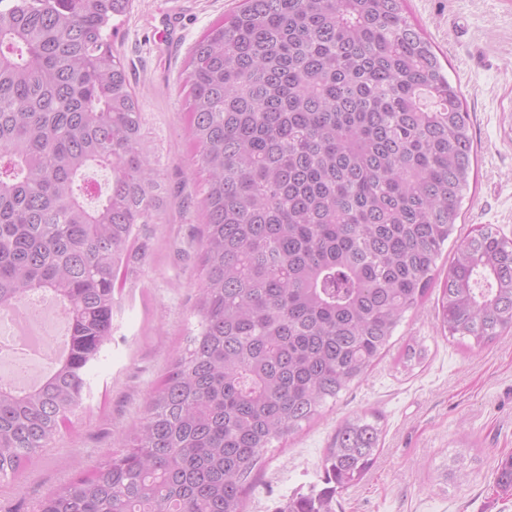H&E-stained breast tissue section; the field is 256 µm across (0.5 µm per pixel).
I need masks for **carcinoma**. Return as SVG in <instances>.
I'll use <instances>...</instances> for the list:
<instances>
[{"instance_id": "obj_1", "label": "carcinoma", "mask_w": 512, "mask_h": 512, "mask_svg": "<svg viewBox=\"0 0 512 512\" xmlns=\"http://www.w3.org/2000/svg\"><path fill=\"white\" fill-rule=\"evenodd\" d=\"M131 7L0 8V309L48 298L67 319L38 382L0 376V479L18 480L84 408L116 282L148 262L171 198L108 34ZM184 74L206 173L197 324L119 449L36 512H245L263 449L387 353L461 216L469 112L406 0H241ZM93 167L112 184L92 206ZM439 316L477 348L512 326V240L484 225L456 244ZM425 358L414 341L399 363ZM381 433L376 415L343 421L322 486L283 512H334Z\"/></svg>"}]
</instances>
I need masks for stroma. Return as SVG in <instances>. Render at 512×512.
<instances>
[{
	"instance_id": "1",
	"label": "stroma",
	"mask_w": 512,
	"mask_h": 512,
	"mask_svg": "<svg viewBox=\"0 0 512 512\" xmlns=\"http://www.w3.org/2000/svg\"><path fill=\"white\" fill-rule=\"evenodd\" d=\"M238 2L133 0L118 22L112 45L140 99L157 168L196 203L186 209L172 199L152 227L151 262L117 292L112 344L89 375L86 412L20 484L0 481V504L15 512H35L49 492L117 449L118 432L143 416L195 325L190 308L203 274L183 249L204 222L205 174L190 167L195 148L179 74L195 42ZM408 8L447 61L471 118L477 157L457 230L489 224L512 239V0H408ZM448 264L439 260L436 287L406 313L388 354L309 425L263 450L245 512H278L293 493L319 484L337 425L365 413L380 416L382 447L336 512H512V490L497 483L499 466L512 458V328L482 349L443 336L438 284ZM412 339L428 356L408 372L398 360ZM459 455L463 473L449 477Z\"/></svg>"
}]
</instances>
